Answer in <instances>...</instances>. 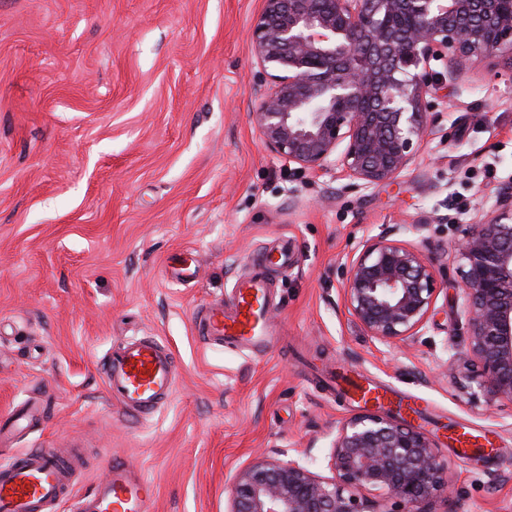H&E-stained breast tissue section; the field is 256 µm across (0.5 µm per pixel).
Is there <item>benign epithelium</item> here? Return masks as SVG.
Masks as SVG:
<instances>
[{
  "label": "benign epithelium",
  "mask_w": 512,
  "mask_h": 512,
  "mask_svg": "<svg viewBox=\"0 0 512 512\" xmlns=\"http://www.w3.org/2000/svg\"><path fill=\"white\" fill-rule=\"evenodd\" d=\"M252 46L277 71L252 112L266 148L301 171L369 188L413 164L433 93L479 62L512 58V0H264ZM457 250L467 337L448 375L477 382L489 405L512 402L511 193L465 228ZM343 269L344 308L367 336L391 345L419 335L437 288L417 247L366 238ZM327 468L262 452L234 476L227 512H427L451 492L434 440L388 411L341 420Z\"/></svg>",
  "instance_id": "1"
}]
</instances>
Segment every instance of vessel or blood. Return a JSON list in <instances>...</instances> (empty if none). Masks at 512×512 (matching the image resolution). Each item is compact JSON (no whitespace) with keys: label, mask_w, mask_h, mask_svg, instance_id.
Instances as JSON below:
<instances>
[{"label":"vessel or blood","mask_w":512,"mask_h":512,"mask_svg":"<svg viewBox=\"0 0 512 512\" xmlns=\"http://www.w3.org/2000/svg\"><path fill=\"white\" fill-rule=\"evenodd\" d=\"M280 261L274 250L259 252L248 275L235 285L230 304L206 307L196 320L199 339L207 345L232 343L265 349L272 340L267 272ZM106 389L133 420L153 416L168 403L178 368L159 339H127L115 345L101 367ZM84 467L82 449L53 452L31 448L0 464V512H54L73 499V512H151L152 485L125 462L112 461L106 479L89 494L72 497Z\"/></svg>","instance_id":"obj_1"}]
</instances>
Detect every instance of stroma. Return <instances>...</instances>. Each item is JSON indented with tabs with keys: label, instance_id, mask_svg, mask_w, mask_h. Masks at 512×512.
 I'll list each match as a JSON object with an SVG mask.
<instances>
[{
	"label": "stroma",
	"instance_id": "1",
	"mask_svg": "<svg viewBox=\"0 0 512 512\" xmlns=\"http://www.w3.org/2000/svg\"><path fill=\"white\" fill-rule=\"evenodd\" d=\"M262 0H0V417L47 408L0 443L82 448L75 489L122 459L156 488L152 512H226L258 449L325 472L328 438L363 405L342 375L422 409L455 491L431 512H512V403L488 405L446 361L460 348L454 245L512 190V62L439 91L414 164L391 184L295 170L251 114V27ZM405 225L436 265L419 336L384 346L342 304V263ZM288 237L270 274L272 345L208 347L198 312L229 298L254 253ZM171 350L169 402L132 423L108 397L113 345Z\"/></svg>",
	"mask_w": 512,
	"mask_h": 512
}]
</instances>
